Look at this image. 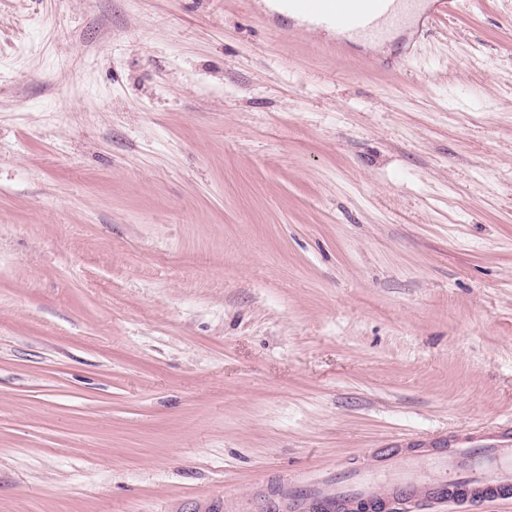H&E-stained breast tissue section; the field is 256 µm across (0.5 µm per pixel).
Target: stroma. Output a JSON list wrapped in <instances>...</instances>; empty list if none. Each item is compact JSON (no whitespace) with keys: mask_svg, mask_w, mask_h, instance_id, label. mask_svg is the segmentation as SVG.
Here are the masks:
<instances>
[{"mask_svg":"<svg viewBox=\"0 0 512 512\" xmlns=\"http://www.w3.org/2000/svg\"><path fill=\"white\" fill-rule=\"evenodd\" d=\"M327 41L0 0V512H262L512 418V0Z\"/></svg>","mask_w":512,"mask_h":512,"instance_id":"35a3bbf8","label":"stroma"}]
</instances>
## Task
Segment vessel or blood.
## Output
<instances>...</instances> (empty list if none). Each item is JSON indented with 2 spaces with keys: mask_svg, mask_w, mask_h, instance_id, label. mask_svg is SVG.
<instances>
[{
  "mask_svg": "<svg viewBox=\"0 0 512 512\" xmlns=\"http://www.w3.org/2000/svg\"><path fill=\"white\" fill-rule=\"evenodd\" d=\"M459 0H274L277 14L306 31H332L337 46L375 41L385 24L421 34ZM380 456L375 466L355 468L350 483L321 478L308 491L279 488L290 512H359L390 502L427 504L437 499L484 503L512 497V420L449 435L429 451L430 470H415L406 453Z\"/></svg>",
  "mask_w": 512,
  "mask_h": 512,
  "instance_id": "vessel-or-blood-1",
  "label": "vessel or blood"
}]
</instances>
